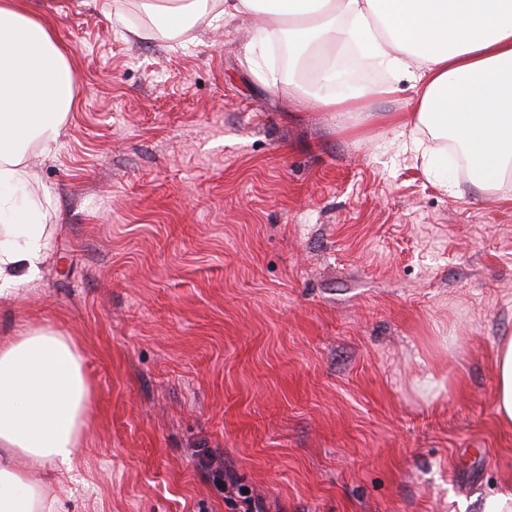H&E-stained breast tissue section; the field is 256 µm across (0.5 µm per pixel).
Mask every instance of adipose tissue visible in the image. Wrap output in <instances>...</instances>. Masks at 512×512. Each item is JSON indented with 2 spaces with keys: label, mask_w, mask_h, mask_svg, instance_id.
<instances>
[{
  "label": "adipose tissue",
  "mask_w": 512,
  "mask_h": 512,
  "mask_svg": "<svg viewBox=\"0 0 512 512\" xmlns=\"http://www.w3.org/2000/svg\"><path fill=\"white\" fill-rule=\"evenodd\" d=\"M169 38L206 20L228 28L259 15L267 42L287 41L298 58L324 60L352 50L407 79L415 108L392 116L408 132L407 149L429 175L447 173L448 154L424 135L460 146L469 179L496 194L512 183V0H143ZM293 90L325 112L355 111L394 82L348 94ZM77 94L68 59L31 0H0V303L36 285L48 243L38 207L22 200L32 151L50 156ZM496 419L512 429V336L496 350ZM90 388L71 337L31 327L0 336V512H60L36 469L70 473L88 419Z\"/></svg>",
  "instance_id": "adipose-tissue-1"
}]
</instances>
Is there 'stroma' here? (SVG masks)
<instances>
[{
  "label": "stroma",
  "instance_id": "1",
  "mask_svg": "<svg viewBox=\"0 0 512 512\" xmlns=\"http://www.w3.org/2000/svg\"><path fill=\"white\" fill-rule=\"evenodd\" d=\"M140 3L38 0L78 93L25 188L42 278L0 326L82 356L64 512H243L208 449L264 512H477L512 473V187L441 186L401 130L295 96L259 18L123 38ZM496 420L512 429V336L502 339L496 350ZM207 464L212 473L213 480L216 484L224 486V497L230 501H236L235 498L241 500L246 504V510L251 511H262L259 503H255V500L248 493H243V487L237 485V483L228 475L229 481L224 478V460L220 456L209 452Z\"/></svg>",
  "mask_w": 512,
  "mask_h": 512
}]
</instances>
